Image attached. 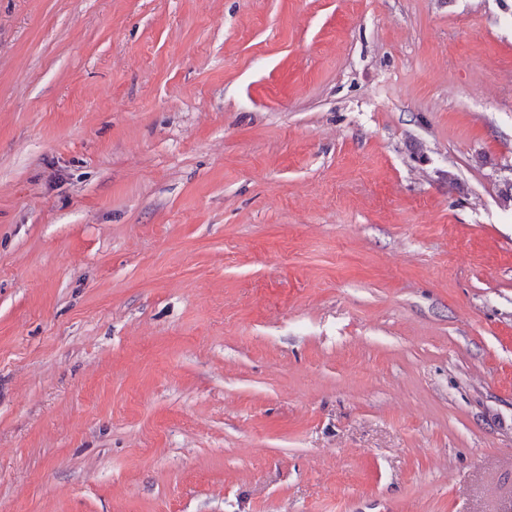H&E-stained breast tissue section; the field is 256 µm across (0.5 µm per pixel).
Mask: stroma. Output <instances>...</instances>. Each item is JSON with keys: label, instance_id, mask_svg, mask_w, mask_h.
<instances>
[{"label": "stroma", "instance_id": "1", "mask_svg": "<svg viewBox=\"0 0 512 512\" xmlns=\"http://www.w3.org/2000/svg\"><path fill=\"white\" fill-rule=\"evenodd\" d=\"M512 0H0V512H512Z\"/></svg>", "mask_w": 512, "mask_h": 512}]
</instances>
